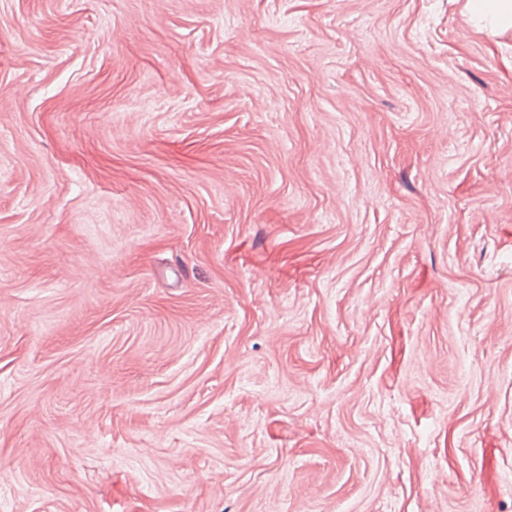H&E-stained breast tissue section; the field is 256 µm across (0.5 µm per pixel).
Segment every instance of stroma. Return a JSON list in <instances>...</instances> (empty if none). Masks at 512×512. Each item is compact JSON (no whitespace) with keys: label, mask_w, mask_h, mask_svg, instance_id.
Listing matches in <instances>:
<instances>
[{"label":"stroma","mask_w":512,"mask_h":512,"mask_svg":"<svg viewBox=\"0 0 512 512\" xmlns=\"http://www.w3.org/2000/svg\"><path fill=\"white\" fill-rule=\"evenodd\" d=\"M465 2L0 0V512H512Z\"/></svg>","instance_id":"obj_1"}]
</instances>
